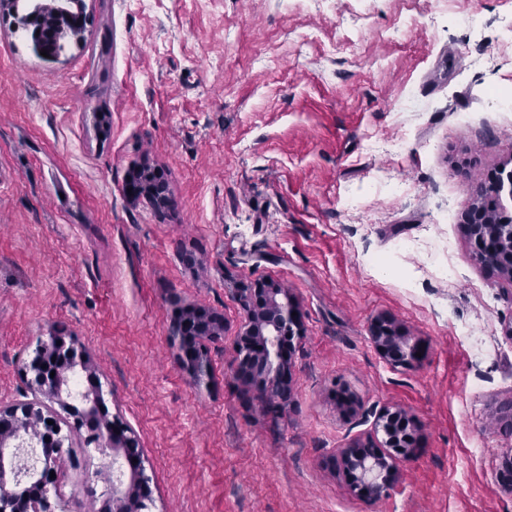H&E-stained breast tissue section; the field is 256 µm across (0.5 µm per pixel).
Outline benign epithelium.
<instances>
[{"mask_svg": "<svg viewBox=\"0 0 512 512\" xmlns=\"http://www.w3.org/2000/svg\"><path fill=\"white\" fill-rule=\"evenodd\" d=\"M87 23L84 7L66 16L61 25L69 38L81 41ZM127 197L137 201L144 196L161 204L165 200L162 183L146 180L137 169L129 174ZM482 194L507 197L512 200V168L501 167L487 179ZM489 216L476 202L467 213V232L472 254L481 265L497 272L512 286V248L503 256L489 247ZM281 289L271 287L266 281H255L242 289L240 301L245 321L236 342L235 374L249 382L257 373L265 376L266 405L277 409L288 401L291 394L293 340L301 335L302 322L295 308L278 300ZM222 321L201 309H187L179 319L176 333L184 368L190 378L198 382L210 374V363L199 344L203 336L218 335ZM371 341L384 359L395 364H406L416 358L419 348L409 343L394 323L386 318L377 320L371 328ZM72 370L79 366L87 369V361L78 353L73 343L58 336L42 344L35 356L25 365L32 374L33 397L0 408V512H65L56 490L57 479L50 472H59L63 447H73L75 439H82L85 447H109L121 457L122 465L129 471V482L112 483L107 497L109 512H149L153 504L149 478L145 474L139 443L120 419L104 418L107 414L104 397L94 394L86 400V410L61 417L54 405H63L65 388L59 365ZM396 412H384L378 417L386 439L380 445L355 442L341 449L337 461L347 474L357 495L373 500L390 489L397 470V463L411 453V438H400L395 421ZM53 424H47V421ZM40 448V465L24 472L13 462L14 449Z\"/></svg>", "mask_w": 512, "mask_h": 512, "instance_id": "1", "label": "benign epithelium"}]
</instances>
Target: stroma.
Wrapping results in <instances>:
<instances>
[{"label":"stroma","instance_id":"35a3bbf8","mask_svg":"<svg viewBox=\"0 0 512 512\" xmlns=\"http://www.w3.org/2000/svg\"><path fill=\"white\" fill-rule=\"evenodd\" d=\"M81 43L37 56L0 7V406L60 335L136 436L153 512H512V294L473 259L465 216L512 160V0H86ZM168 202L129 201L133 167ZM285 288L302 317L271 419L234 374L239 290ZM222 318L195 383L177 312ZM391 319L419 344L388 364ZM360 404L345 417L339 389ZM412 421L375 501L338 449ZM102 504L111 449L90 452ZM371 341L384 359L395 364H406L414 360L419 348L410 344L392 321L378 319L371 328Z\"/></svg>","mask_w":512,"mask_h":512}]
</instances>
